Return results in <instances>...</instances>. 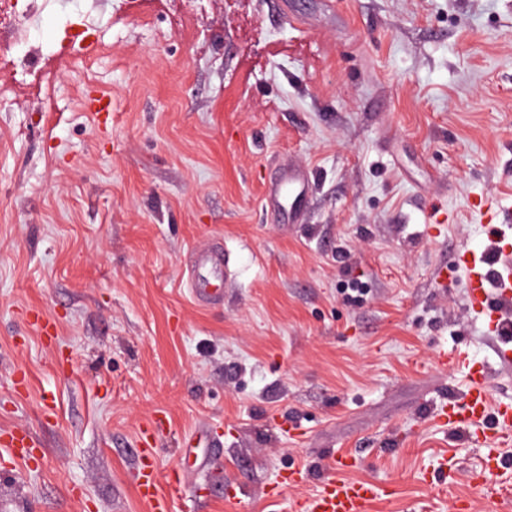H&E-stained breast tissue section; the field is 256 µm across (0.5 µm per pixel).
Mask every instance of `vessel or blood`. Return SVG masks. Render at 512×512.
Listing matches in <instances>:
<instances>
[{
	"instance_id": "1",
	"label": "vessel or blood",
	"mask_w": 512,
	"mask_h": 512,
	"mask_svg": "<svg viewBox=\"0 0 512 512\" xmlns=\"http://www.w3.org/2000/svg\"><path fill=\"white\" fill-rule=\"evenodd\" d=\"M307 188L308 180L302 170H288L272 179L265 204L284 222L295 223ZM488 238L493 244L494 261H487L485 254L462 249L456 253L454 264L469 277L471 311L485 317L489 333L503 338L512 331V245L508 244L505 227L501 224H489ZM193 263L226 270L232 263V256L221 247L206 244L194 250ZM487 376V367L479 363L469 364L461 392L449 396L433 412L437 423L486 446L480 469L469 475L470 484L481 489L491 488L498 476L500 454L496 442L512 439V402L492 404ZM0 446L7 448L13 458L23 460L30 456L33 448L26 433L13 429L0 431ZM136 458L141 499L151 512H170L171 501L182 494V481L173 472L165 476L160 474L157 450L149 431H142L140 435ZM355 464L351 455L334 457L331 473L319 491L300 502L301 512H368L378 498L379 490L373 483L347 478V471Z\"/></svg>"
}]
</instances>
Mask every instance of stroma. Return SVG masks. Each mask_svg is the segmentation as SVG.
Returning a JSON list of instances; mask_svg holds the SVG:
<instances>
[{"instance_id":"35a3bbf8","label":"stroma","mask_w":512,"mask_h":512,"mask_svg":"<svg viewBox=\"0 0 512 512\" xmlns=\"http://www.w3.org/2000/svg\"><path fill=\"white\" fill-rule=\"evenodd\" d=\"M68 34L69 68L0 94V429L36 442L0 447V512H149L158 415L174 512H293L337 451L390 489L370 512H512L432 420L467 374L444 352L512 399L453 265L485 246L475 199L512 225V0H53L32 38ZM288 162L312 186L285 226L263 196ZM212 242L234 275L202 304ZM200 424L220 455L185 452ZM193 267L209 265L215 269H224V277L227 276L232 263V256L224 252V248L214 245L197 247L193 252ZM0 444L2 447L8 448L13 458H20L25 461L31 455L32 448H34L26 433L13 429H5L0 432ZM153 440L152 434L143 430L138 448H135L138 492L151 512H170L171 501L182 495V479L175 472H171L162 480L157 467V448H153Z\"/></svg>"}]
</instances>
